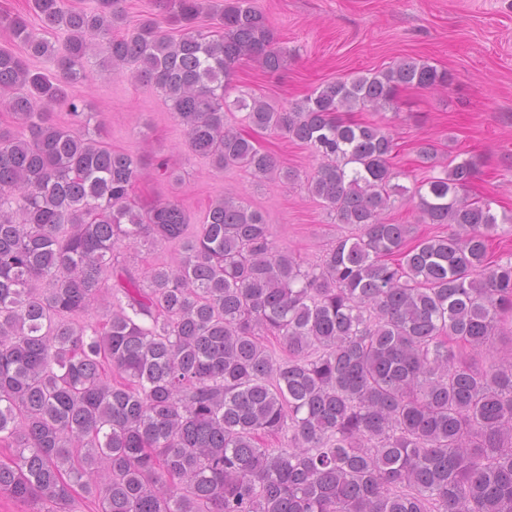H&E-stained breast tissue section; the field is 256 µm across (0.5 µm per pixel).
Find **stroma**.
I'll return each instance as SVG.
<instances>
[{"mask_svg":"<svg viewBox=\"0 0 512 512\" xmlns=\"http://www.w3.org/2000/svg\"><path fill=\"white\" fill-rule=\"evenodd\" d=\"M278 45L288 52L275 74L242 62L230 98L257 96L283 107L324 82L380 71L402 59L445 70L447 88L399 89L395 110L355 113L358 121L384 120L397 146L393 164L400 185L432 175L417 157L428 140L447 157L472 159L476 174L465 194L490 201L496 214L512 213V0H255ZM87 80L69 92L84 100L102 122L103 145L166 159L176 180L145 168L133 198L138 206L178 200L190 224L201 223L218 198H243L262 212L279 249L301 260H320L345 230L308 193L305 183L318 161L284 135L260 132L263 151L294 170L286 187L260 182L241 169L216 170L189 153L185 135L153 87L85 65Z\"/></svg>","mask_w":512,"mask_h":512,"instance_id":"stroma-1","label":"stroma"}]
</instances>
